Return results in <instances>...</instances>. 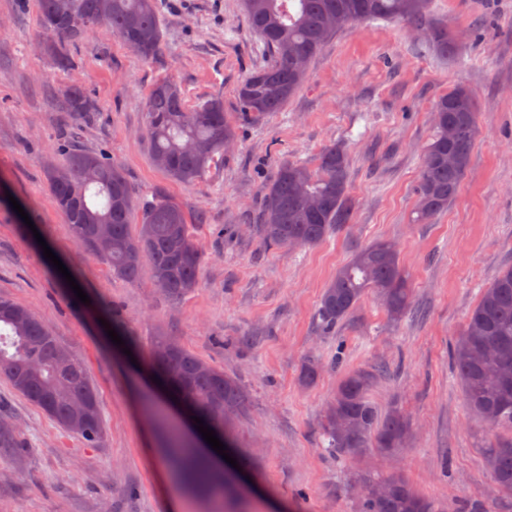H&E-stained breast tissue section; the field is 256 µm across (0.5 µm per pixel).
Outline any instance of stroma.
<instances>
[{
    "label": "stroma",
    "mask_w": 512,
    "mask_h": 512,
    "mask_svg": "<svg viewBox=\"0 0 512 512\" xmlns=\"http://www.w3.org/2000/svg\"><path fill=\"white\" fill-rule=\"evenodd\" d=\"M462 34L452 62L432 55L402 22H352L321 48L303 86L258 122L242 118L240 81L269 55L242 0H163V40L142 60L105 27L65 43L60 70L42 46L36 0H0V298L31 309L85 367L103 432L95 445L64 430L0 377V420L22 455L0 452V512H169L173 470L162 456L172 409L148 403L135 363L167 334L249 389L228 423L247 450L255 483L244 512H357L359 474L394 470L440 512H512L486 467V425L470 410L448 351L481 292L512 267V0H434ZM169 79L189 107L221 98L236 142L198 181L170 178L152 160L144 110L155 82ZM477 105L470 167L447 211L429 224L411 213L432 135L431 108L455 84ZM78 85L96 103L78 144L119 164L136 200L176 202L206 255L198 288L173 301L149 277H114L78 246L51 203L47 172L63 167L69 121L61 93ZM349 159L350 224L305 247H270L259 232L264 195L281 163H314L328 145ZM20 210H13V203ZM400 246L412 303L392 320L367 293L335 334L316 311L324 288L355 249ZM51 248L89 297L81 303ZM118 319L132 354L115 352L105 321ZM321 363L315 384L303 362ZM376 373L372 399L401 407L413 423L393 458L365 448L345 459L321 446L320 423L346 372Z\"/></svg>",
    "instance_id": "1"
}]
</instances>
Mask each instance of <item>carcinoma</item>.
<instances>
[{"label": "carcinoma", "instance_id": "cac0c4a2", "mask_svg": "<svg viewBox=\"0 0 512 512\" xmlns=\"http://www.w3.org/2000/svg\"><path fill=\"white\" fill-rule=\"evenodd\" d=\"M250 28L273 60L250 72L236 88L241 115L258 121L277 112L304 82L308 63L338 29L350 22L400 21L421 31L426 47L445 60L456 58L460 41L435 17L432 0H242ZM44 28L72 43L104 23L143 60L161 46L158 0H38ZM61 106L73 119L72 135L96 111L84 90L70 85ZM435 134L424 153L417 187L415 222L426 224L448 209L469 168L477 131L473 94L456 86L432 106ZM145 112L153 160L171 178L192 183L224 157L235 129L224 102L211 98L195 109L174 82L157 81ZM65 171L70 181L49 176L51 201L71 224L75 240L107 260L112 274L126 280L148 275L171 300L191 294L199 283L204 254L179 205L157 197L142 209L131 231L135 201L122 168L101 152L71 148ZM349 159L339 145L326 147L315 167L286 162L268 187L260 234L273 246L314 245L351 218L347 196ZM376 292L394 319L411 303L409 276L390 240L356 249L336 271L317 308L324 334L336 328L368 291ZM450 357L471 411L495 431H512V268L504 270L481 294L456 336ZM148 364L161 385L181 403L186 417L224 430L229 413L249 404L247 389L169 336H158ZM63 429L89 443L101 435L99 400L79 359L60 345L48 326L27 307L0 299V377ZM372 374L355 370L340 381L321 422L326 453L350 457L363 448L395 453L412 431L405 412L380 410L369 398ZM175 457L201 486L224 484L223 491L244 495L234 477L209 473L173 442ZM487 468L497 489L512 494V444L489 436L484 443ZM358 512H438L434 502L414 492L397 473H363ZM388 487L377 497L371 490Z\"/></svg>", "mask_w": 512, "mask_h": 512}]
</instances>
